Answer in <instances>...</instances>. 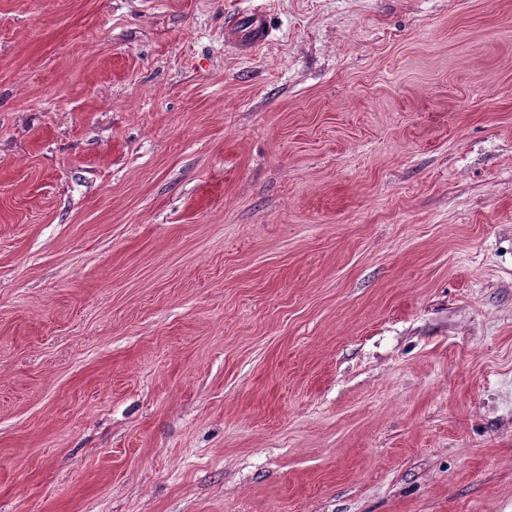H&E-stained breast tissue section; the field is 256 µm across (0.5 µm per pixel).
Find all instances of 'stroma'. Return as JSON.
I'll list each match as a JSON object with an SVG mask.
<instances>
[{
    "label": "stroma",
    "instance_id": "1",
    "mask_svg": "<svg viewBox=\"0 0 512 512\" xmlns=\"http://www.w3.org/2000/svg\"><path fill=\"white\" fill-rule=\"evenodd\" d=\"M0 512H512V0H0ZM232 36L244 46L259 45L266 41L268 28L264 16L258 11H249L228 22Z\"/></svg>",
    "mask_w": 512,
    "mask_h": 512
}]
</instances>
